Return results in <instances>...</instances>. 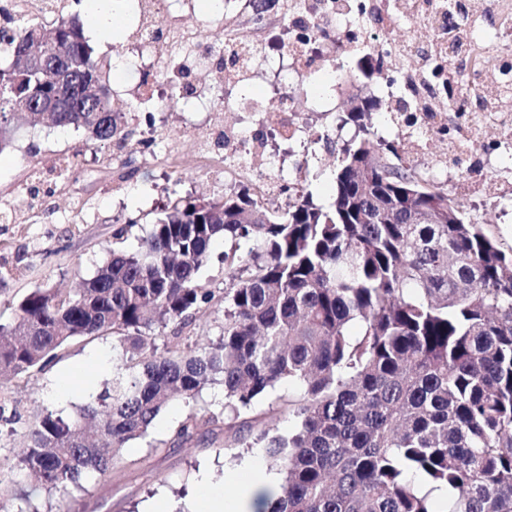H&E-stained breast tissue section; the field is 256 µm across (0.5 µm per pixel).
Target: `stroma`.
I'll return each instance as SVG.
<instances>
[{"mask_svg": "<svg viewBox=\"0 0 512 512\" xmlns=\"http://www.w3.org/2000/svg\"><path fill=\"white\" fill-rule=\"evenodd\" d=\"M204 0H171L160 24H195L201 39L222 44L224 34L204 25ZM87 39L107 63L112 94L135 104L125 121L133 136L125 150L95 141L72 128L17 126L9 147L0 152V323H13L15 302L36 288L69 293L91 278L112 248L134 249L156 213L168 200H220L237 194L243 181H229L200 152V142L214 126L237 127L250 118L242 112L197 111L181 101L157 106L140 84L152 79L157 91L176 83L172 59H144L136 71L117 74L116 53L133 55L129 35ZM379 72L350 84L339 78L331 115L306 113V132L313 152L280 140L276 149L286 166L305 164L304 187L314 203L328 206L336 155L358 132L350 122L351 103L380 101ZM336 127L332 147L317 143L324 126ZM467 214L477 216L503 249L512 248V198L497 205L461 199ZM112 371L111 339L73 341L58 357L30 374L0 380V476L15 470L25 446L28 426L37 414L52 409L67 416L89 395L102 389ZM73 386L59 394L62 376ZM204 423L187 440L176 437L188 411ZM120 472L86 475L85 492L67 498L68 512H152L166 504L169 512H192L199 485L209 480L223 486L227 472L244 461L264 457L262 446L234 447L224 428V389L205 386L194 406L175 401L158 416L146 437L130 441Z\"/></svg>", "mask_w": 512, "mask_h": 512, "instance_id": "obj_1", "label": "stroma"}]
</instances>
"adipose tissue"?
<instances>
[{
	"label": "adipose tissue",
	"instance_id": "obj_1",
	"mask_svg": "<svg viewBox=\"0 0 512 512\" xmlns=\"http://www.w3.org/2000/svg\"><path fill=\"white\" fill-rule=\"evenodd\" d=\"M224 485L221 492L203 487L199 512H253L257 499L274 490L277 481L256 461L246 470L226 474Z\"/></svg>",
	"mask_w": 512,
	"mask_h": 512
}]
</instances>
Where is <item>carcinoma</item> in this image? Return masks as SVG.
<instances>
[{
    "label": "carcinoma",
    "instance_id": "carcinoma-1",
    "mask_svg": "<svg viewBox=\"0 0 512 512\" xmlns=\"http://www.w3.org/2000/svg\"><path fill=\"white\" fill-rule=\"evenodd\" d=\"M36 36L62 60L0 69V151L22 115L125 146L131 132L80 16L50 28L24 17L9 45L17 53ZM31 90L63 93L59 111H13ZM369 108H353L363 136L336 158L328 208L302 187L282 211L247 195L176 199L137 249L112 250L75 293L37 288L17 301L15 321L0 324V373L20 377L110 332L112 377L72 415L36 417L0 496L22 495L28 477L86 491L85 475L125 466L123 448L171 401L189 407L218 383L235 443L264 444L280 475V494L258 512H512V254L447 188L380 151ZM220 238L231 247L218 294L199 270ZM214 302L220 342L182 347V329ZM162 335L163 354L140 365ZM285 382L291 391L254 412ZM280 420L288 433L270 434ZM199 427L190 412L177 436ZM418 481L447 489L448 505Z\"/></svg>",
    "mask_w": 512,
    "mask_h": 512
}]
</instances>
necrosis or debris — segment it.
<instances>
[{
    "instance_id": "necrosis-or-debris-1",
    "label": "necrosis or debris",
    "mask_w": 512,
    "mask_h": 512,
    "mask_svg": "<svg viewBox=\"0 0 512 512\" xmlns=\"http://www.w3.org/2000/svg\"><path fill=\"white\" fill-rule=\"evenodd\" d=\"M144 10L137 40L139 55L161 58L179 51L186 73L215 71L217 80L257 84L265 72H286L288 84L273 96L225 97V110L255 113L267 130L258 137L250 127L224 133V174L243 178L267 196H280L288 184L300 183L302 168H284L270 146L273 139L301 140L296 123L303 100L320 112L336 109L321 85L334 81L336 59L362 48L379 62L381 93L395 112L386 121L402 144V155L426 180L447 186L455 196H477L493 204L512 191V0H393L384 26L365 22L370 0H283L281 20L288 40L277 55L264 52L237 28L233 16L216 10L224 47L236 55L226 68L213 70V52L197 40L192 27H160L156 13L165 0H139ZM413 22L424 40L399 41L392 32ZM462 77L469 95L478 99L467 111L461 96H447L449 78ZM307 85L299 98L294 88ZM447 143L430 151L432 141Z\"/></svg>"
}]
</instances>
